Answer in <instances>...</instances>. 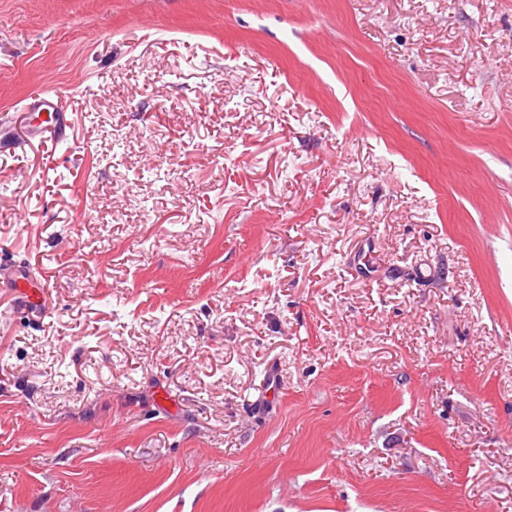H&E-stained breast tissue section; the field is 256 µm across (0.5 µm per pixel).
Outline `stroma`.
I'll list each match as a JSON object with an SVG mask.
<instances>
[{
  "label": "stroma",
  "instance_id": "obj_1",
  "mask_svg": "<svg viewBox=\"0 0 512 512\" xmlns=\"http://www.w3.org/2000/svg\"><path fill=\"white\" fill-rule=\"evenodd\" d=\"M0 261V512H512V0H0ZM1 270L9 271L8 278L2 279V286L9 288L15 297L14 309L24 310L44 303L50 288L49 282L44 276H42L43 282L34 283L31 280V273L27 269L6 265V268ZM37 293L39 294L35 300L34 297Z\"/></svg>",
  "mask_w": 512,
  "mask_h": 512
}]
</instances>
